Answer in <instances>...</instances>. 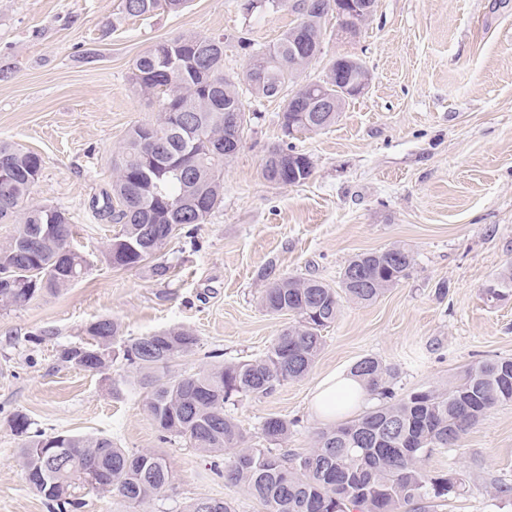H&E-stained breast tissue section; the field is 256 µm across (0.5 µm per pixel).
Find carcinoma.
<instances>
[{
  "mask_svg": "<svg viewBox=\"0 0 512 512\" xmlns=\"http://www.w3.org/2000/svg\"><path fill=\"white\" fill-rule=\"evenodd\" d=\"M188 0H121L122 13L140 17L166 9L176 14ZM282 6L298 22L263 50L251 53L245 82L256 98H275L293 85L284 102L285 132L310 133L301 115L312 98L298 78L306 65L295 58L319 46L330 0H264ZM303 53H298V49ZM349 53L338 54L326 68L325 87L336 93V68L354 79L368 72L353 67ZM131 81L156 99L154 122L134 126L113 160L112 192L98 208L119 231L103 252L111 268L129 269L162 252L178 231L203 224L222 202L221 174L232 155L224 142L242 144L250 116L224 74V36L189 34L156 44L135 61ZM189 164L190 174L177 177L169 167ZM42 157L14 143L0 141V223L15 224L11 239L0 244V306L28 303L54 295L86 274V256L70 247L74 225L66 210L28 206L42 170ZM309 156L293 147L269 150L264 179L277 186L305 183L312 175ZM415 259L404 247L352 257L339 288L314 278L284 276L268 268L261 307L288 315L268 351L257 358L219 363L194 374L156 376L198 345L182 326L144 336L123 337L119 321L102 317L88 323L86 342L63 345L60 361L86 372H102L114 361L136 370L146 389L144 407L165 441L183 440L203 456L229 455L224 481L244 488L265 512H428L435 503L459 493L453 472H432L422 465L438 448L457 445L467 428L490 408L512 403V359L485 360L464 369L444 390L421 389L394 401L391 369L374 357L350 368L379 404L343 423L319 431L304 455L278 449L288 439L290 423L269 416L261 425L267 446L247 437L226 410L243 396H265L288 380L305 376L318 357L321 331L335 323L342 300L375 301L407 278ZM491 301L512 297V274L486 289ZM13 427L28 435L20 455L30 488L44 498L50 512H75L83 490L116 496L135 509L155 500L174 481L167 458L158 451H134L112 439L91 434H28L30 421L18 414Z\"/></svg>",
  "mask_w": 512,
  "mask_h": 512,
  "instance_id": "carcinoma-1",
  "label": "carcinoma"
}]
</instances>
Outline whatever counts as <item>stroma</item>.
I'll return each instance as SVG.
<instances>
[{
	"instance_id": "stroma-1",
	"label": "stroma",
	"mask_w": 512,
	"mask_h": 512,
	"mask_svg": "<svg viewBox=\"0 0 512 512\" xmlns=\"http://www.w3.org/2000/svg\"><path fill=\"white\" fill-rule=\"evenodd\" d=\"M242 4L190 0L176 15L127 17L120 0H0V70L8 73L0 141L41 155L29 201L66 209L90 262L58 294L0 307V512H47L25 478V437L12 425L19 413L48 436L99 434L162 452L173 488L139 512H183L207 497L231 502L234 512H264L183 440L161 441L135 371L117 363L89 373L58 360L57 349L83 342V327L100 317L117 319L127 336L189 328L198 345L174 364L189 374L261 356L289 325V316L258 303L265 268L335 286L356 254L408 249L409 278L372 303L344 302L302 379L232 407L255 440L266 417L291 421L282 449L296 455L325 426L312 409L317 386L362 357L393 369L398 400L446 388L481 361L512 358V298L485 295L512 272V0H377L355 41L326 40L300 76L318 79L339 52L363 61L369 88L348 99L335 125L286 139L281 99L242 91L255 118L224 167V199L192 236L162 251L169 277H154L148 261L120 270L102 260L116 226L92 201L110 190L112 154L128 130L158 110L132 84L136 59L182 34L220 35L224 68L241 78L250 50L276 42L297 19L285 9L248 15ZM286 144L313 162L304 184L262 176L269 149ZM425 466L462 482L436 512H512V495L493 493L512 485V403L489 409Z\"/></svg>"
}]
</instances>
